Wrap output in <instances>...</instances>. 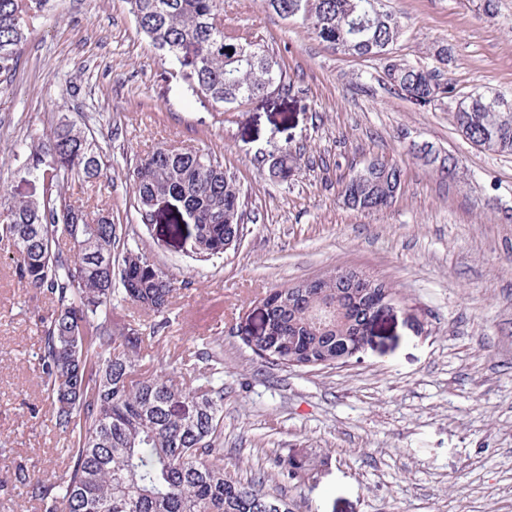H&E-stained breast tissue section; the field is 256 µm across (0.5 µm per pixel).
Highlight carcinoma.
I'll return each instance as SVG.
<instances>
[{"label": "carcinoma", "mask_w": 512, "mask_h": 512, "mask_svg": "<svg viewBox=\"0 0 512 512\" xmlns=\"http://www.w3.org/2000/svg\"><path fill=\"white\" fill-rule=\"evenodd\" d=\"M52 0H0V85L11 77L30 27ZM139 30L174 67L193 95L216 106L249 100L284 81L277 57L246 34L224 33V0H127ZM284 19L312 24L318 37L345 55L384 56L399 38V17L376 12L372 0H262ZM390 88L415 104L456 98L439 70L391 61ZM456 130L472 144L512 154V106L481 93L460 98ZM38 148L16 155V172L46 185L39 202H0V239L15 247L21 283L42 293L51 312L39 321L38 364L49 421L67 442L66 477L52 481L20 465L14 479L43 512H295L282 497L257 491L224 469V370L221 349L198 353L204 370L191 383L176 367L141 369L145 336L112 319L121 295L167 319L177 281L117 232L112 213L89 212L65 195L72 183L98 179L106 154L88 127L60 113ZM297 154L283 148L268 169L272 181L293 174ZM141 223L168 202L186 219L188 252L209 259L243 232L241 192L217 155L158 147L131 171ZM400 171L387 166L372 183L350 177L343 202L360 210L390 204ZM267 329L240 327L243 344L262 361L284 368H317L359 353L363 329L387 302L383 288H347L327 281L296 282L264 297ZM282 474L301 483L311 469L281 459Z\"/></svg>", "instance_id": "1"}]
</instances>
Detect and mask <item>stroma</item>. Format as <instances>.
I'll return each instance as SVG.
<instances>
[{"label":"stroma","instance_id":"1","mask_svg":"<svg viewBox=\"0 0 512 512\" xmlns=\"http://www.w3.org/2000/svg\"><path fill=\"white\" fill-rule=\"evenodd\" d=\"M402 21L387 59L334 51L313 29L224 0V29L249 32L285 78L233 107L201 104L169 74L127 0H55L30 30L0 92V180L14 199L41 196L15 156L64 112L93 129L112 159L105 177L73 184L71 200L111 211L156 265L176 278L169 323L118 301L113 318L147 335L143 366L190 373L195 354L224 346V465L299 512H512V155L462 138L444 99L425 106L390 91L386 60L446 70L456 94L512 95V0H384ZM216 154L242 189L240 243L210 260L186 251L167 217L140 224L128 173L157 146ZM301 153L285 182L268 178L281 146ZM454 155V177L417 148ZM400 169L377 212L345 205L343 182L368 160ZM0 240V512H40L16 464L61 479L63 442L40 386L36 322L51 306L14 274ZM354 267L389 283L393 310L348 363L274 367L240 341L276 288ZM309 464L300 485L275 458Z\"/></svg>","mask_w":512,"mask_h":512}]
</instances>
